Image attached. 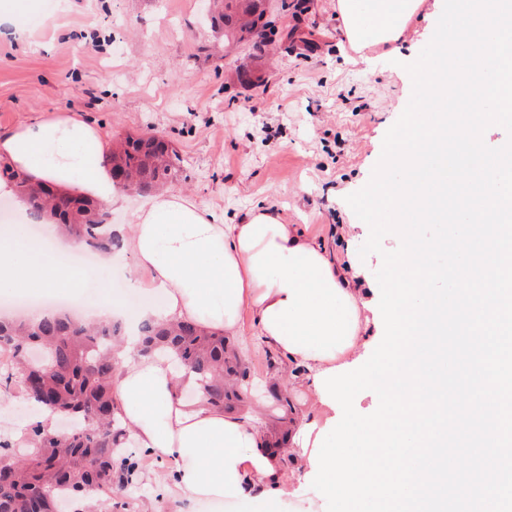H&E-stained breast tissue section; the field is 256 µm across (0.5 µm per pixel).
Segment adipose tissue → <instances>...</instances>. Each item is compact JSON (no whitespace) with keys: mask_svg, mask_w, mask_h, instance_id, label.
<instances>
[{"mask_svg":"<svg viewBox=\"0 0 512 512\" xmlns=\"http://www.w3.org/2000/svg\"><path fill=\"white\" fill-rule=\"evenodd\" d=\"M427 0H336V17L347 38L364 47L397 41ZM100 131L75 113L61 112L0 137V194L16 180L78 195L104 205L118 190ZM20 223L0 227V291L32 295L71 291L82 280L75 265L52 259L30 241ZM135 269L165 296L161 310H144V321H187L203 330L234 335L243 308L289 362L308 377L358 359L366 350V301L345 265L327 246L265 208L238 224L218 223L191 197L161 191L139 209L128 233ZM186 382L158 355L131 357L113 382L122 415L141 447L173 464L175 492L184 500H222L261 488L269 512L286 493L281 459L262 446L257 426L215 408L205 397L189 402ZM322 421L300 414L288 427V450L301 473Z\"/></svg>","mask_w":512,"mask_h":512,"instance_id":"obj_1","label":"adipose tissue"}]
</instances>
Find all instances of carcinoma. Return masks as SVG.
Masks as SVG:
<instances>
[{
	"label": "carcinoma",
	"mask_w": 512,
	"mask_h": 512,
	"mask_svg": "<svg viewBox=\"0 0 512 512\" xmlns=\"http://www.w3.org/2000/svg\"><path fill=\"white\" fill-rule=\"evenodd\" d=\"M265 2L214 0L216 7L210 10V20L224 29L225 42L258 49L254 67L236 71L242 85L258 80L261 51L267 32L274 29ZM109 162L118 187L148 192L172 182L180 156L161 137L128 135L110 153ZM16 187L35 218H54L87 250L100 254L120 247L121 239L99 204L38 191L24 180ZM122 335L118 324L90 326L59 311L37 322L0 318V347L14 352L11 367H0V385H16L34 406L76 421L67 434L34 424L23 438L0 442V512H62V503L70 504L69 512H90L88 503L98 501L101 493H112L115 465H120L121 486L137 479L138 461L133 455L115 458L128 433L112 392L114 345ZM137 352L168 357L193 376L198 390L218 408H233L250 386L249 368L238 347L192 323L144 324ZM290 408L288 398H276L275 427L288 425Z\"/></svg>",
	"instance_id": "1"
}]
</instances>
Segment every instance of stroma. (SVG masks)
I'll use <instances>...</instances> for the list:
<instances>
[{"mask_svg": "<svg viewBox=\"0 0 512 512\" xmlns=\"http://www.w3.org/2000/svg\"><path fill=\"white\" fill-rule=\"evenodd\" d=\"M336 0H269L279 32L266 47L262 80L240 86L234 70L249 61L246 45L228 46L212 27L202 0H77L66 15L46 0L31 20L37 42L0 39V135L35 117L76 113L96 126L107 144L130 134H156L183 158L170 192L191 197L225 223L237 224L257 207L326 244L341 261L356 260L359 285L377 301L379 254L360 256L369 236L348 205L382 153L385 134L412 94L405 69L430 42L443 0H429L393 46H373L359 59L342 34ZM115 274L99 272L82 289L86 306L102 295L118 298L129 315L163 307L160 292L144 295L128 248L113 252ZM234 340L255 384L240 415L267 430L273 389L297 411L314 415L305 398V371L260 336L254 314L242 310ZM28 423L19 389L0 387V439L15 440ZM129 451L139 480L114 488L100 512H214L207 501L187 502L171 487V465L138 440ZM292 494L277 512H327L325 497L296 481L283 457Z\"/></svg>", "mask_w": 512, "mask_h": 512, "instance_id": "1", "label": "stroma"}]
</instances>
